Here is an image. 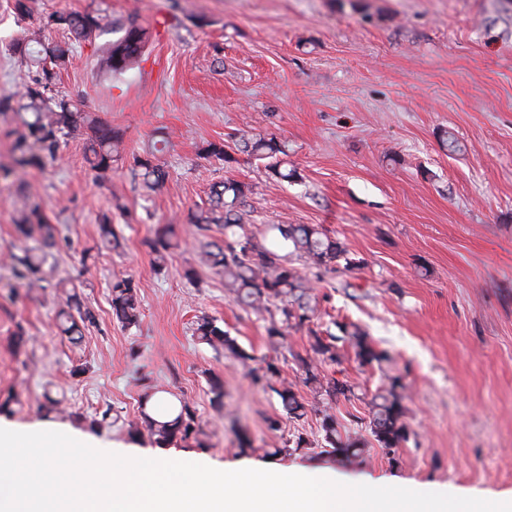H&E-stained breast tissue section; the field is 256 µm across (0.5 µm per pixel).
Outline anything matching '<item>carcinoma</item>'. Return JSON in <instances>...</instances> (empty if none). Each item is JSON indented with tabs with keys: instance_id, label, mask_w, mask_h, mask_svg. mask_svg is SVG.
<instances>
[{
	"instance_id": "obj_1",
	"label": "carcinoma",
	"mask_w": 512,
	"mask_h": 512,
	"mask_svg": "<svg viewBox=\"0 0 512 512\" xmlns=\"http://www.w3.org/2000/svg\"><path fill=\"white\" fill-rule=\"evenodd\" d=\"M105 19L99 10L52 12L44 20V25L66 32L74 42L47 43L40 33L33 31L12 43V51L28 60L30 67L35 69V76L23 86L25 104L23 111L15 113L18 129L13 142L12 163L7 167L0 165L1 179L6 180L29 167L45 166L55 158L62 143L78 135L87 136L86 160L96 179L103 181L112 171V163L120 156L122 134L111 125L80 111L78 101L73 98L52 94L58 74L73 65L77 56L75 44H94L96 33L105 29L102 25ZM110 25L116 38L97 47V62L105 72L122 75L139 63L151 35L133 17L112 21ZM162 151L163 148L154 144L133 156L134 178L151 190L164 187L169 179L168 171L158 158ZM243 151L257 160H268L267 168L273 176L284 181L297 178L296 171L282 169V160L277 155H287L286 145L275 137L246 139ZM203 153L226 163L233 161L222 142L206 143ZM249 216L245 185L227 179L213 186L210 208L194 215V223L202 236L200 247L204 263L224 274V287L240 306L268 315L266 333L271 343H277L285 329L307 328L313 356L299 358V365L305 373V385L317 396L330 401L340 396L351 399L355 396L354 387L322 374V368L341 364L344 350L353 352L363 366H380L390 361V356L377 348L354 323L337 325V335L311 328L314 314L310 305L312 288L295 262H300L318 278L322 272L335 271L340 265L349 269L355 266V261L340 242L313 224H272L267 232L276 231L279 237L268 246L258 241L255 234L246 232ZM214 227L218 228L220 236L208 235ZM15 231L23 239L38 235L36 245L9 255L15 279L28 288H37L43 281L42 266L47 256L59 249L67 238L61 235L58 225L49 223L44 216L41 201L30 196L26 197ZM98 233L103 246H118L119 235L111 217L105 215L101 218ZM172 236L173 231L168 226L156 233L151 243L156 262L165 260L172 248ZM283 247L289 251L282 255L279 249ZM111 302L112 316L119 323L126 328L139 326L140 297L132 278L112 281ZM57 318L61 331L67 336L81 334L79 323L94 320L93 313L82 308L80 297L75 292L70 295L68 308L60 310ZM194 334L200 342L215 349H224V354L229 357L241 361L252 359L237 339L230 336L213 317L198 318ZM253 382L275 394L289 418L298 421L305 416L300 396L292 385L281 379L275 360L266 361L261 372L253 375ZM403 390L401 377H387V382L376 389L368 402V416L364 419L353 417V422L364 423L378 447L390 453L410 437ZM141 418L155 443L162 447L190 439L197 442L202 434L195 410L185 401L180 402L178 414L170 420L154 419L144 406L141 407ZM321 428L326 445L349 464L357 462L368 447V441L356 434L341 435L334 415L324 414Z\"/></svg>"
}]
</instances>
